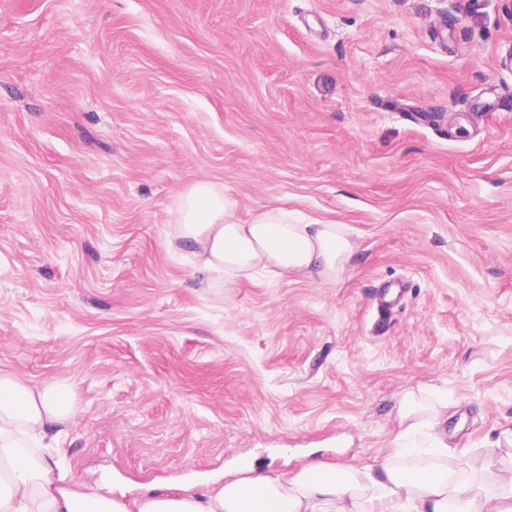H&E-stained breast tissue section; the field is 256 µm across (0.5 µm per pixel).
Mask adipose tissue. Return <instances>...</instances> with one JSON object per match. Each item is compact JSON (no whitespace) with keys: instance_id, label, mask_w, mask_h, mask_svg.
Segmentation results:
<instances>
[{"instance_id":"adipose-tissue-1","label":"adipose tissue","mask_w":512,"mask_h":512,"mask_svg":"<svg viewBox=\"0 0 512 512\" xmlns=\"http://www.w3.org/2000/svg\"><path fill=\"white\" fill-rule=\"evenodd\" d=\"M168 243L191 251L192 274L233 285L262 273L339 281L357 249L344 225L307 220L287 208H264L242 222L223 185L192 183L175 201ZM72 415L61 387L33 389L0 373V512H512V448L499 461L493 484L449 466L436 443L426 454L407 448L356 468L313 462L292 476L239 474L224 485L129 501L103 488L68 479L51 457L52 443ZM400 422L439 429L444 405L423 408L403 391Z\"/></svg>"}]
</instances>
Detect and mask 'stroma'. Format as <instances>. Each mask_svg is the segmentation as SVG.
Wrapping results in <instances>:
<instances>
[{"label": "stroma", "mask_w": 512, "mask_h": 512, "mask_svg": "<svg viewBox=\"0 0 512 512\" xmlns=\"http://www.w3.org/2000/svg\"><path fill=\"white\" fill-rule=\"evenodd\" d=\"M345 225L333 284L212 288L168 246L197 180ZM403 284L394 307L378 302ZM0 372L67 387L69 477L135 498L363 466L399 393L448 463L512 438L504 0H0ZM445 409H448V405L440 403L424 410L419 395L412 389L403 391L397 402V416L400 422H409L405 432L413 430L421 423L438 430L445 420Z\"/></svg>", "instance_id": "obj_1"}]
</instances>
